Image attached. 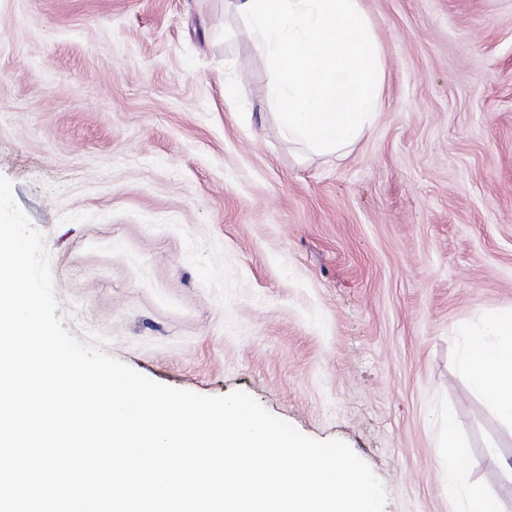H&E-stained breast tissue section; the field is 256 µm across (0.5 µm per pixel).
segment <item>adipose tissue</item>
<instances>
[{"label": "adipose tissue", "instance_id": "adipose-tissue-1", "mask_svg": "<svg viewBox=\"0 0 512 512\" xmlns=\"http://www.w3.org/2000/svg\"><path fill=\"white\" fill-rule=\"evenodd\" d=\"M463 336L460 364L473 389L512 421V310L488 314L480 328L464 329ZM443 432L452 449L448 475L463 493L464 512H504L498 499L472 481L468 451L457 436L454 418H447Z\"/></svg>", "mask_w": 512, "mask_h": 512}]
</instances>
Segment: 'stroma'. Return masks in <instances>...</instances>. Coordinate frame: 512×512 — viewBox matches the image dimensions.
<instances>
[{
    "mask_svg": "<svg viewBox=\"0 0 512 512\" xmlns=\"http://www.w3.org/2000/svg\"><path fill=\"white\" fill-rule=\"evenodd\" d=\"M362 3L381 107L318 156L281 137L226 0H0V176L78 339L344 441L384 512H460L454 413L473 481L512 512V423L459 334L512 310V0Z\"/></svg>",
    "mask_w": 512,
    "mask_h": 512,
    "instance_id": "1",
    "label": "stroma"
}]
</instances>
